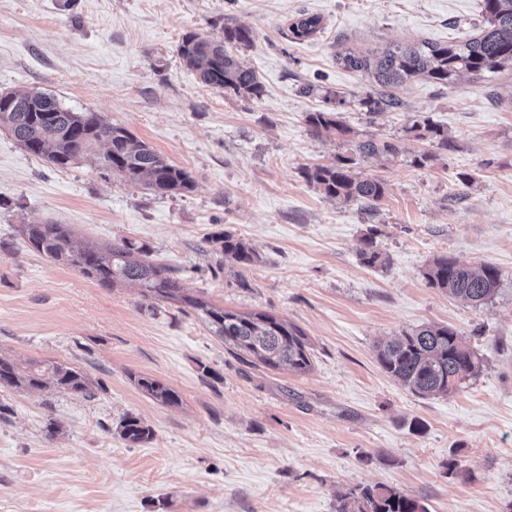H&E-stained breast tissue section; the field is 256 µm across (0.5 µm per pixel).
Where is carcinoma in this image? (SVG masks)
<instances>
[{
  "label": "carcinoma",
  "instance_id": "cac0c4a2",
  "mask_svg": "<svg viewBox=\"0 0 512 512\" xmlns=\"http://www.w3.org/2000/svg\"><path fill=\"white\" fill-rule=\"evenodd\" d=\"M485 25L480 33L459 44L402 42L391 45L383 55L371 59L350 47L337 52V60L353 72L371 79L376 93L360 100L370 113L383 112L396 104L395 91L408 81L423 78L441 86H452L464 74L474 78L489 77L512 70V0H483ZM321 19L304 14L292 24L290 32L301 39L317 32ZM254 42V32L229 19L222 34L202 36L187 33L178 45L184 65L198 79L213 89L241 97L260 98L264 87L255 71L242 65L241 49ZM13 102L0 109V126L29 153L45 156L54 165L66 168L91 155L99 145L105 151L97 157L99 166L121 175L128 182L141 185L157 195L185 192L193 188L191 174L170 163L125 127L106 122L95 112H75L63 107L53 96L31 89L13 91ZM307 123L321 135L344 140L346 154L331 166H316L305 172L306 179L327 197L345 203L360 201L372 205L385 195V184L373 177L355 173L356 161L366 156L405 158L415 167H424L436 159L431 151L408 152L395 141H353L350 130L332 111L311 112ZM412 138L447 151L451 148L448 132L428 120L410 128ZM22 233L29 244L51 260L78 271L102 286L131 283L143 289L146 299H178L176 280L168 270L148 259L146 246L128 239L107 245L77 248L66 224H26ZM224 258L249 264L254 253L229 233L215 239ZM362 262L370 267L385 263L374 237L363 239ZM427 284L448 295L478 307L494 298L500 285V272L490 264L477 270L460 264L450 255L434 258L424 272ZM188 306L204 316L211 333L224 344L255 357L271 368L286 366L296 373L312 369L310 343L294 324L268 313L240 314L208 305L189 297ZM376 360L385 373L409 388L415 395L447 396L476 376L482 362L466 338L449 325H424L374 345ZM137 384L156 401L175 405L178 393L147 376ZM53 386L65 393L95 396L94 384L78 368L57 361H38L22 365L0 356V390L25 388L41 390ZM122 439L133 443L149 440L152 430L139 418L128 415L119 423ZM337 512H429L426 504L397 487L376 484L356 486L339 498Z\"/></svg>",
  "mask_w": 512,
  "mask_h": 512
}]
</instances>
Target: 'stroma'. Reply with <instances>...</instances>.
<instances>
[{
    "label": "stroma",
    "instance_id": "35a3bbf8",
    "mask_svg": "<svg viewBox=\"0 0 512 512\" xmlns=\"http://www.w3.org/2000/svg\"><path fill=\"white\" fill-rule=\"evenodd\" d=\"M482 0H0V92L36 87L77 112L127 128L187 169L192 190L156 195L94 158L60 169L0 130V356L82 370L95 398L55 389L0 391V512H336L338 495L384 484L429 512H512V72L454 86L418 78L369 115L368 77L336 53L375 56L407 41L476 34ZM322 23L293 39L301 14ZM254 32L239 56L262 98L202 84L182 36ZM338 112L355 138L428 143L414 122L447 131L451 150L422 168L357 161L384 182L374 205L326 198L306 168L335 163V137L311 112ZM25 224H67L75 244L131 239L183 294L301 328L312 368L298 374L230 351L191 308L104 287L33 249ZM252 247L225 261L216 236ZM374 235L387 262L360 260ZM495 265L498 294L472 307L429 287L438 255ZM449 325L482 360L454 394L421 398L374 355L378 339ZM153 377L179 404L136 383ZM152 430L123 440L125 415ZM420 421L413 431L411 421ZM55 433H48V426ZM456 459L466 477L446 475Z\"/></svg>",
    "mask_w": 512,
    "mask_h": 512
}]
</instances>
